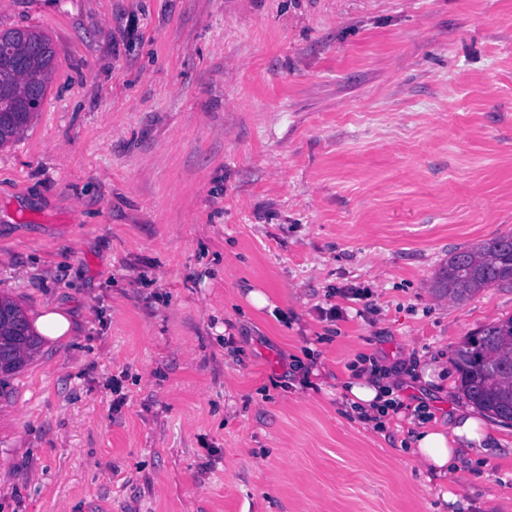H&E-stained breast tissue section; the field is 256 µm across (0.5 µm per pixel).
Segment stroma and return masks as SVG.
<instances>
[{"mask_svg": "<svg viewBox=\"0 0 512 512\" xmlns=\"http://www.w3.org/2000/svg\"><path fill=\"white\" fill-rule=\"evenodd\" d=\"M28 26L0 296L71 329L0 397V512H512V422L446 481L406 451L512 316L432 289L512 232V0H0ZM371 363L383 427L343 403Z\"/></svg>", "mask_w": 512, "mask_h": 512, "instance_id": "35a3bbf8", "label": "stroma"}]
</instances>
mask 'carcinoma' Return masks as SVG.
Returning <instances> with one entry per match:
<instances>
[{
  "instance_id": "carcinoma-1",
  "label": "carcinoma",
  "mask_w": 512,
  "mask_h": 512,
  "mask_svg": "<svg viewBox=\"0 0 512 512\" xmlns=\"http://www.w3.org/2000/svg\"><path fill=\"white\" fill-rule=\"evenodd\" d=\"M55 67L48 35L36 28L0 32V147L34 117L25 110L32 88L46 89ZM512 286V234L480 241L448 257L438 288L463 302L493 286ZM40 343L22 308L0 298V394ZM460 389L478 409L512 421V316L466 337L452 352Z\"/></svg>"
}]
</instances>
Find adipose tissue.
<instances>
[{
	"label": "adipose tissue",
	"mask_w": 512,
	"mask_h": 512,
	"mask_svg": "<svg viewBox=\"0 0 512 512\" xmlns=\"http://www.w3.org/2000/svg\"><path fill=\"white\" fill-rule=\"evenodd\" d=\"M396 394L394 386L373 381L363 375L348 381L344 402L359 415L370 418L387 411ZM491 439L485 424L472 406L456 408L448 427L433 422L418 423L410 452L421 460L437 479L457 474L464 456L485 455Z\"/></svg>",
	"instance_id": "adipose-tissue-1"
}]
</instances>
